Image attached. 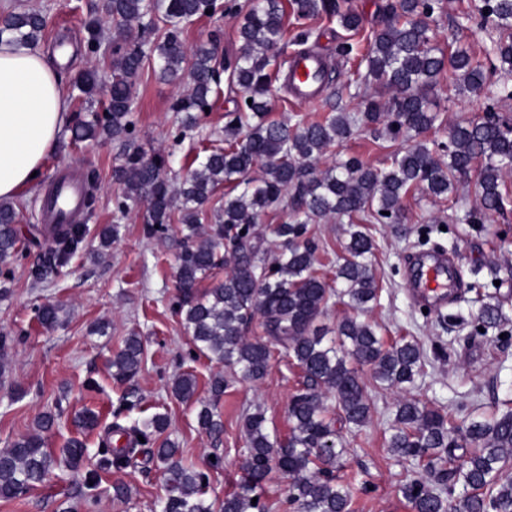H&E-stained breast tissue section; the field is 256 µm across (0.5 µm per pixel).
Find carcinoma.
Listing matches in <instances>:
<instances>
[{"instance_id":"cac0c4a2","label":"carcinoma","mask_w":512,"mask_h":512,"mask_svg":"<svg viewBox=\"0 0 512 512\" xmlns=\"http://www.w3.org/2000/svg\"><path fill=\"white\" fill-rule=\"evenodd\" d=\"M292 5L300 18L324 14L353 33L362 26L361 13L347 0H292ZM438 8L439 0H382L377 5L385 23L372 32L366 72L357 79L385 89L388 97L374 96L363 107L346 104L322 120L297 115L288 122L267 119L272 74L288 47L281 0H250L238 30L241 53L224 65L218 60L216 41L188 51L182 35L199 17L235 10L236 5L226 0H104L102 15L84 23L86 54L98 56L103 43L111 45L109 102L101 110L88 106L101 72L80 71L74 88L84 106L72 114L68 130L75 141L108 139L120 144L121 163L113 178L122 193L115 205L122 213L144 205L148 237L165 233L171 224L181 225L174 308L197 350L231 373L256 381L266 373L272 341L284 346L303 373V388L288 404L287 440L271 435L260 407L243 418L245 478L238 490L224 496L220 512H265V506L252 499L261 497L274 473L288 480V502L296 512H350L349 492L336 482L344 449L336 447L333 416L355 427L369 421L371 406L360 369L369 368L377 385L399 391L413 386L423 370V350L413 340L387 344L374 325L357 316H347L336 325L334 340L318 324L336 293L356 309L377 299L371 268L374 241L356 221L397 222L401 200L413 189L445 199L458 178L477 162L481 163L480 207L466 214L465 220L479 223L503 209L501 185L512 173V121L493 112L479 122L456 123L447 144H429L421 135L443 121L433 96L445 73L462 93L478 95L494 86L500 97L512 98V85L493 80L498 73L512 72V0H479L470 16L479 27L490 24L499 29L493 48L496 64L490 71L463 47L447 55L434 44L428 19ZM105 16L113 23L109 40L104 38ZM132 22L138 23L134 40L126 31ZM44 29L45 19L37 11L0 16V37L10 38L19 49H35ZM147 64L165 81L188 76L185 91L170 105L182 114V128L175 136L179 144L211 106L219 66L229 72L228 87L244 92L242 105L226 115L224 147L195 158L197 165L180 180L168 177L165 155H148L134 145L137 80ZM380 126L392 140L413 137L404 150L391 154L385 168L346 156L332 167L318 169L327 151L343 146L354 131H376ZM255 167L261 174L252 177ZM223 184L229 186L224 205L204 231L200 209ZM278 207L288 210V221L275 228L282 249L270 258L256 225L263 214ZM342 217L348 218L349 228L344 262L336 270L337 291L316 274L317 245L306 239V233L311 223ZM17 223L13 204L0 201V278L5 283L12 277L13 264L30 249L46 253L44 264L31 270L37 285L85 241L82 224H30L22 236ZM220 265L230 267L224 280L199 291V283ZM62 313L64 308L52 302L36 309L45 327L61 324ZM257 315L265 340L247 336ZM502 318L500 305L491 302L479 315L485 327L499 325ZM143 364L141 337L128 336L112 355V379L130 382ZM226 386L223 375L214 376L209 382L211 402L196 413L199 427L215 438L224 432L216 403ZM171 391L183 402L192 401L196 377L178 375ZM136 405L129 393L113 411L116 421L99 442L97 468L85 473L84 485L98 481L102 470L122 468L137 448L148 446L166 477L162 512H213L202 498L206 474L184 465L174 442L157 441L167 428L165 414L130 425L117 422L122 412ZM449 419V413L403 396L396 404L388 448L399 457L424 463L437 484L456 480L469 487L463 512H512V479L503 477L512 465V409L491 421L471 420L460 439L448 428ZM54 423L55 415L44 413L34 433L0 449V498L20 497L48 478L54 459L44 433ZM468 444L474 450L462 466L445 469L443 463L452 459L454 451ZM64 454L71 466L79 468L87 458L86 443L71 438ZM403 493L413 512L451 509L446 498L419 479L407 483Z\"/></svg>"}]
</instances>
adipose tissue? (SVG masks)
<instances>
[{"instance_id": "obj_1", "label": "adipose tissue", "mask_w": 512, "mask_h": 512, "mask_svg": "<svg viewBox=\"0 0 512 512\" xmlns=\"http://www.w3.org/2000/svg\"><path fill=\"white\" fill-rule=\"evenodd\" d=\"M68 117L60 76L36 51L0 39V199L18 200L36 186Z\"/></svg>"}]
</instances>
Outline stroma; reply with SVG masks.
<instances>
[{
	"label": "stroma",
	"mask_w": 512,
	"mask_h": 512,
	"mask_svg": "<svg viewBox=\"0 0 512 512\" xmlns=\"http://www.w3.org/2000/svg\"><path fill=\"white\" fill-rule=\"evenodd\" d=\"M99 3L0 0V15L42 10L46 28L38 50L67 82L87 67L104 71L110 64L108 57H90L83 50L84 22ZM473 4L474 0H441L432 27L440 47H447L454 35L480 60L492 33L466 23L464 15ZM241 20L238 13L201 19L184 32L183 41L190 47L217 35L219 58L234 60L241 50ZM285 20L288 34L310 29L308 49L326 59L332 73L349 79L359 58L345 59L336 53L337 44L349 39L348 31L325 18L298 20L290 11ZM137 90V143L149 154L164 151L172 172H185L198 153L221 145L224 115L233 110L235 93L221 89L194 137L178 144L173 136L180 115L171 111L170 104L181 92V84L160 81L147 68ZM437 100L445 123L427 134L428 139L437 141L448 139L450 124L479 119L490 105L486 96L459 95L445 83L438 88ZM336 101L335 85H328L316 100L303 102L287 92L279 78L272 83L268 117L283 121L304 114L320 120L329 115ZM397 147L387 136L365 131L352 136L344 151L382 168ZM119 153V145L112 141L75 142L70 133H62L45 163L40 185L22 192L16 206L20 228L42 223L36 202L60 175L71 173L80 179L90 171L96 175V203L80 216L86 226L85 248L37 286L32 283L30 270L41 264L43 254L29 252L14 269L9 296L0 299V332L12 339L6 375L0 378V449L33 433L41 413L58 416L45 435L47 447L57 457L49 480L20 498L0 500V512H62L74 502L84 473L60 462L59 455L67 440L77 434L76 413L87 408L99 411L102 425H111L113 411L130 391L140 400L132 412L134 418L167 414L165 438L176 442L184 464L206 469L204 498L216 508L241 478L245 411L261 406L270 431L283 438L289 432L288 401L301 388L303 375L279 345L273 348L262 380L229 382L217 406L224 422L221 439H211L200 429L197 405L209 401L208 382L223 368L194 354L191 338L173 307L176 256L182 240L179 225H172L165 237L149 240L143 232L142 208L122 213L115 207L114 197L120 187L113 179V170ZM501 189L504 213L487 216L480 224L463 219L466 212L479 207L478 175L473 172L459 184L456 204L417 190L403 199L402 223L367 226L377 245L373 269L380 291L377 304L363 317L379 325L385 341L406 337L420 344L425 370L410 395L426 407L451 412L458 426L473 418L490 419L512 408V176L505 178ZM106 224L120 225L121 235L99 255L95 252L98 232ZM347 227L343 219L309 226V235L318 246L316 268L326 282L334 280ZM426 228L432 231V243L456 255L452 276L459 289L445 308L428 312L414 302L410 288V261L425 251L421 232ZM488 298L500 303L504 319L499 326L482 332L477 327L478 316ZM46 302L66 307L62 325L52 330L34 318L35 307ZM133 334L144 341L145 364L132 385H121L113 380L109 361L123 340ZM184 372L197 379L191 403L181 402L171 392L174 377ZM362 379L371 418L364 426L341 429L346 454L338 481L350 493V512H413L403 487L410 479L426 478L427 472L416 462L393 456L387 446L394 424L395 393L376 385L370 373H363ZM215 455L222 458L223 465L212 469L208 461ZM164 494L161 470L142 456L127 468L102 473L96 488L89 492L90 512H160Z\"/></svg>",
	"instance_id": "obj_1"
}]
</instances>
